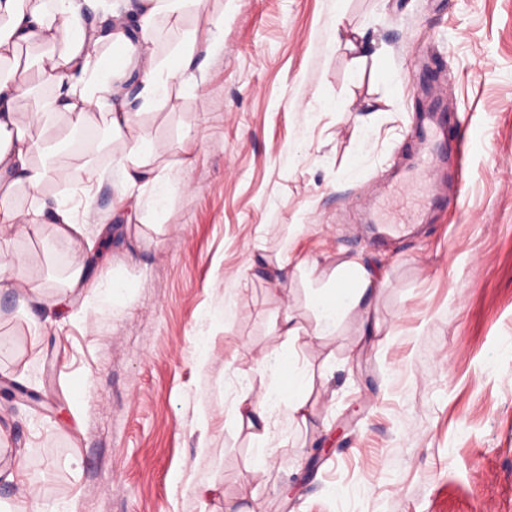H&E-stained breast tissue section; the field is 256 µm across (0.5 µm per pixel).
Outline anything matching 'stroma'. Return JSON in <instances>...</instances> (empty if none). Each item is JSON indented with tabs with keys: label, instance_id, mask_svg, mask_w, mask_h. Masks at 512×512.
Listing matches in <instances>:
<instances>
[{
	"label": "stroma",
	"instance_id": "obj_1",
	"mask_svg": "<svg viewBox=\"0 0 512 512\" xmlns=\"http://www.w3.org/2000/svg\"><path fill=\"white\" fill-rule=\"evenodd\" d=\"M208 11L202 95L172 86L134 123L165 207L114 209L101 122L92 198L42 189L85 227L88 288L55 225L9 243L41 292L0 289V381L42 400H0V468L22 476L0 512L25 488L41 512H512V0ZM432 108L460 196L405 224L440 192L418 167ZM351 257L383 284L316 336L310 298ZM271 351L305 373L308 421L279 406L261 437L233 409Z\"/></svg>",
	"mask_w": 512,
	"mask_h": 512
}]
</instances>
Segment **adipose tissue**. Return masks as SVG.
Returning <instances> with one entry per match:
<instances>
[{"label": "adipose tissue", "mask_w": 512, "mask_h": 512, "mask_svg": "<svg viewBox=\"0 0 512 512\" xmlns=\"http://www.w3.org/2000/svg\"><path fill=\"white\" fill-rule=\"evenodd\" d=\"M99 2L0 0V62L11 64L8 74H0V188L24 185L37 192L51 182L83 181L86 173L84 166L70 163L55 146L18 125V101H26L31 121L60 112L77 130L88 129L87 114L94 110L106 116L110 140L123 144L112 156L113 168L122 174L117 204L135 212L146 192L160 191L164 177L146 172L145 139L130 133L134 118L161 104L175 79L201 70L200 54L213 50L217 22L206 16L207 0H139L134 18L115 11L105 26L98 27L91 24L89 14ZM190 11L205 16L204 26H185ZM165 25L178 37L161 55L155 46ZM20 45L38 46L39 52L11 63L13 50ZM45 85L53 87L52 96L43 95ZM48 222L56 224L57 243L70 255L69 288L86 287L83 226L65 201L45 198L23 212L0 204V242L16 225H25L36 235ZM375 285L363 264H339L333 278L312 298L316 335L333 334L340 317L360 309ZM261 368L268 373L269 384L259 397H239L238 419L265 426L272 411L284 404L291 421H306V381L294 366L268 355Z\"/></svg>", "instance_id": "1"}]
</instances>
